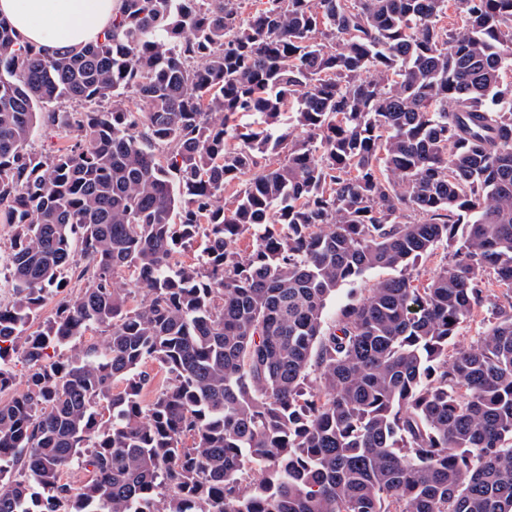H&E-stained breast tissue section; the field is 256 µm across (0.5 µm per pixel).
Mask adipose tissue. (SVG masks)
I'll return each instance as SVG.
<instances>
[{
  "mask_svg": "<svg viewBox=\"0 0 512 512\" xmlns=\"http://www.w3.org/2000/svg\"><path fill=\"white\" fill-rule=\"evenodd\" d=\"M118 6L119 0H0V18L22 43L51 53L99 40Z\"/></svg>",
  "mask_w": 512,
  "mask_h": 512,
  "instance_id": "1",
  "label": "adipose tissue"
}]
</instances>
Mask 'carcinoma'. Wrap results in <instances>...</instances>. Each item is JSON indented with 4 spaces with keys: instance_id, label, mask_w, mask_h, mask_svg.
<instances>
[{
    "instance_id": "obj_1",
    "label": "carcinoma",
    "mask_w": 512,
    "mask_h": 512,
    "mask_svg": "<svg viewBox=\"0 0 512 512\" xmlns=\"http://www.w3.org/2000/svg\"><path fill=\"white\" fill-rule=\"evenodd\" d=\"M244 2L121 0L53 53L0 19V392L11 352L29 365L0 512H512V0H459L451 28L448 0ZM41 123L76 139L34 153ZM77 251L86 287L29 332ZM374 269L396 275L324 328ZM492 286L495 322L448 356ZM447 252L442 248L422 261H419L413 268L412 274L418 281L416 283L425 284L433 273L447 261ZM389 275L390 272L387 270L371 271L363 278L339 288L328 303L324 327L327 329L333 326L341 318L343 309L363 300L371 288H374L380 280Z\"/></svg>"
}]
</instances>
